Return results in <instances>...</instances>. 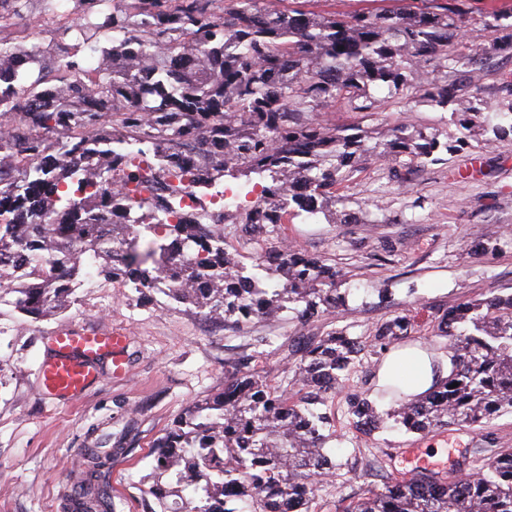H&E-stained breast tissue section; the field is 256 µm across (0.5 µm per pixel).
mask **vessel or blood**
I'll use <instances>...</instances> for the list:
<instances>
[{"mask_svg":"<svg viewBox=\"0 0 512 512\" xmlns=\"http://www.w3.org/2000/svg\"><path fill=\"white\" fill-rule=\"evenodd\" d=\"M126 338L111 331H95L84 328L65 331L52 339V355L40 368L44 395L76 399L96 382L98 364H111L113 376L125 373L123 350Z\"/></svg>","mask_w":512,"mask_h":512,"instance_id":"vessel-or-blood-1","label":"vessel or blood"}]
</instances>
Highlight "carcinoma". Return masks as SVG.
Here are the masks:
<instances>
[{"mask_svg": "<svg viewBox=\"0 0 512 512\" xmlns=\"http://www.w3.org/2000/svg\"><path fill=\"white\" fill-rule=\"evenodd\" d=\"M36 2L0 0V117L8 121L0 129V279H11L0 292L16 294L22 314L61 309L86 253L108 277L230 323L286 303L333 311L343 297L325 287L336 272L320 261L289 250L267 275L249 274L224 251V210L209 224L189 211L168 223L184 182L217 188L226 175L271 178L259 202L237 215L253 228L297 210L342 223L337 192L367 161L390 158L406 183L443 152L512 135V100L497 106L492 123L480 99L448 82V69L478 63L455 51L475 21L466 0H376V8L342 14L311 10V0H82L80 21L57 23L48 46L30 41L52 11ZM490 17L491 32L512 31V9ZM104 30L116 34L109 48L99 46ZM82 46L100 53L98 67H79ZM380 86L451 107L458 135L442 142L399 123L377 142L371 131L315 118L336 104L376 112L372 89ZM187 154L196 158L190 170L180 164ZM145 230L166 243L140 245ZM19 269L25 284L16 283ZM281 273L283 286L268 287ZM414 328L403 316L370 341L335 330L299 342L285 386L253 372L259 355L234 358L224 392L192 403L155 443L150 494L161 512H182L187 493L190 512H317L320 481L337 468L327 449L332 418L317 406L343 386L361 352L398 345ZM445 336L448 376L432 361L429 392L382 388L398 403L389 417L407 433L475 429L512 413V294L491 291L457 306ZM348 414L364 434L385 424L357 394ZM343 512H512V448L495 450L465 478L402 475Z\"/></svg>", "mask_w": 512, "mask_h": 512, "instance_id": "cac0c4a2", "label": "carcinoma"}]
</instances>
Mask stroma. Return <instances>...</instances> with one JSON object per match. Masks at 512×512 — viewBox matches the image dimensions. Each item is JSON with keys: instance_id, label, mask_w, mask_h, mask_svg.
Listing matches in <instances>:
<instances>
[{"instance_id": "obj_1", "label": "stroma", "mask_w": 512, "mask_h": 512, "mask_svg": "<svg viewBox=\"0 0 512 512\" xmlns=\"http://www.w3.org/2000/svg\"><path fill=\"white\" fill-rule=\"evenodd\" d=\"M455 81L478 90L484 103L506 100L512 83V56L489 55L477 75L459 70ZM378 112L329 107L317 119L328 127L356 125L382 131L411 123L453 134L448 113L404 96L377 90ZM258 175L225 177L238 190L224 214V249L238 265L253 269L285 247L340 270L336 286L346 297L338 312L310 314L284 310L240 325L199 314L162 292H140L98 271L82 258L79 288L58 313L35 318L0 300V512H63L67 500L94 484L107 512H156L150 494L153 443L194 400L221 393L227 363L252 352L266 339L258 362L261 375L278 382L297 363L293 340L333 329L353 337L374 335L384 322L416 317L410 339L433 356L446 357L442 317L487 289L512 292V137L430 164L401 186L391 163L372 161L342 193L355 220L328 223L323 215L291 216L288 223L255 233L235 221L248 208L249 188ZM92 326L126 336V373L111 376L101 363L100 378L81 398L54 400L40 391L38 368L51 353L49 338ZM382 355L360 354L342 392L330 401L337 438L329 447L338 469L319 493L322 512H336L339 500L364 488L383 489L390 477L410 471L416 459L437 475L471 473L473 460L497 448H512V413L480 430L456 426L424 436L384 428L366 435L350 425L347 396L357 393L388 411L376 372ZM108 448L111 461L87 476L80 451ZM382 466L367 470L366 460Z\"/></svg>"}]
</instances>
